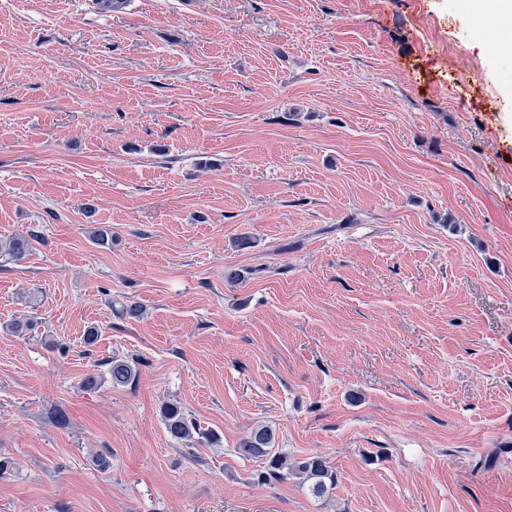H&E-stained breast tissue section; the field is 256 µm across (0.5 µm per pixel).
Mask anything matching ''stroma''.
<instances>
[{
  "instance_id": "stroma-1",
  "label": "stroma",
  "mask_w": 512,
  "mask_h": 512,
  "mask_svg": "<svg viewBox=\"0 0 512 512\" xmlns=\"http://www.w3.org/2000/svg\"><path fill=\"white\" fill-rule=\"evenodd\" d=\"M494 12L0 0V236L39 233L0 256V512H512ZM171 402L217 442L170 438ZM260 425L330 496L257 482ZM37 231L30 230L27 236H11L0 239V252L12 260H21L27 254L30 247V239L36 238ZM113 386L123 387L133 384L139 376L136 365L126 359L112 357L106 362Z\"/></svg>"
}]
</instances>
